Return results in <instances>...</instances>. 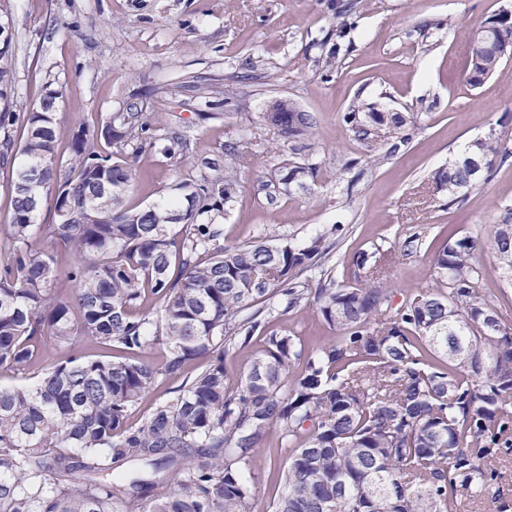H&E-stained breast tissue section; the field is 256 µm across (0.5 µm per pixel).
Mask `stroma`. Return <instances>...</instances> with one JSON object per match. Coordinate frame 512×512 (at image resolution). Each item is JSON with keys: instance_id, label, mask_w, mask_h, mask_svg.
Here are the masks:
<instances>
[{"instance_id": "stroma-1", "label": "stroma", "mask_w": 512, "mask_h": 512, "mask_svg": "<svg viewBox=\"0 0 512 512\" xmlns=\"http://www.w3.org/2000/svg\"><path fill=\"white\" fill-rule=\"evenodd\" d=\"M356 2L354 25L340 39L331 0H9L11 49L0 62L13 85L15 119L7 130L23 142L26 113L51 89L59 93L56 153L63 159L77 129L96 130L131 104L151 124L179 126L191 142L180 162L147 146L125 152L137 171L127 203L140 208L206 163H224V144L260 125L268 100L291 98L316 118L300 156L317 163L318 176L307 191L269 201L266 181L290 154L286 142L270 138L238 174L237 202L223 220L225 245L301 244L343 225L332 261L336 281L356 285L357 255H379L392 303L400 305L431 286L432 257L449 231L489 233L512 209V155L495 160L488 180L461 202L449 203L433 184L434 173L469 142L491 135L512 151V60L482 86L464 79L470 35L512 10V0ZM323 38L341 42V62L330 73L313 46ZM228 84L237 89L229 102ZM357 99L412 117L409 144L393 149L388 132L372 151L356 140L345 115ZM415 233L416 254L396 258ZM478 261L484 294L512 317V282L492 248ZM270 334L300 337L314 349L336 330L309 306L272 314L247 349L225 356L229 381ZM285 463L277 432L267 433L248 475L255 512H267L281 495Z\"/></svg>"}]
</instances>
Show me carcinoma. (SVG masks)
<instances>
[{
    "label": "carcinoma",
    "mask_w": 512,
    "mask_h": 512,
    "mask_svg": "<svg viewBox=\"0 0 512 512\" xmlns=\"http://www.w3.org/2000/svg\"><path fill=\"white\" fill-rule=\"evenodd\" d=\"M354 8L336 7V36ZM491 26L495 39L470 50L473 86L512 54V18ZM53 100L27 114L22 145L0 140V157L21 159L12 222L0 225V367L32 370L47 339L64 352L34 384L0 387V512H253L245 473L272 428L287 463L271 512H459L485 499L498 512L512 508L497 468L512 453V325L482 292L481 238L449 237L433 285L393 309L368 254L356 257V287L328 271L338 226L302 245H224L220 219L237 198V167L262 136L224 145V172L184 179L168 198L134 208L126 196L136 170L101 154L98 140L113 154L140 141L174 159L188 137L157 132L140 112H114L96 132L77 129L63 160ZM346 121L369 145L378 131L402 135L411 123L360 100ZM264 123L295 142L312 136L316 120L278 97ZM498 156L509 151L497 139L474 141L434 174L435 189L458 200ZM316 173L315 163L285 159L274 179L289 193ZM45 194L54 222L37 224L31 197ZM36 236L73 251L69 295L56 293L58 262L32 248ZM489 239L512 281V215ZM310 301L339 335L311 351L297 336L272 335L229 386L224 355L249 343L263 314ZM88 344L103 354L88 355ZM150 344L162 349L157 366L140 358ZM201 358L206 367L185 376ZM164 379L181 381L174 395L128 425Z\"/></svg>",
    "instance_id": "cac0c4a2"
}]
</instances>
